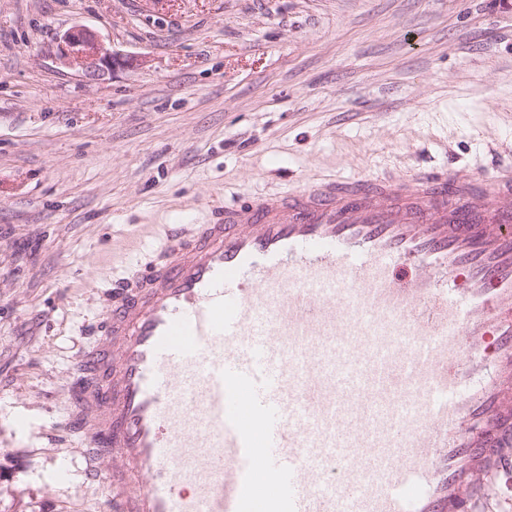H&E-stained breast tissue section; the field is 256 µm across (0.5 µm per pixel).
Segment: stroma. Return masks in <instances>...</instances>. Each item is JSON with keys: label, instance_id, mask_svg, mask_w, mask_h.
I'll return each mask as SVG.
<instances>
[{"label": "stroma", "instance_id": "1", "mask_svg": "<svg viewBox=\"0 0 512 512\" xmlns=\"http://www.w3.org/2000/svg\"><path fill=\"white\" fill-rule=\"evenodd\" d=\"M76 25L101 80L55 55ZM507 162L512 0H0V512H101L70 365L152 225ZM56 54L64 63L78 68L91 79H101L119 60L117 52L102 44L87 28H72L60 37Z\"/></svg>", "mask_w": 512, "mask_h": 512}]
</instances>
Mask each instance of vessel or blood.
I'll return each mask as SVG.
<instances>
[{
    "mask_svg": "<svg viewBox=\"0 0 512 512\" xmlns=\"http://www.w3.org/2000/svg\"><path fill=\"white\" fill-rule=\"evenodd\" d=\"M157 237L71 367L109 512L512 506V165L254 195Z\"/></svg>",
    "mask_w": 512,
    "mask_h": 512,
    "instance_id": "1",
    "label": "vessel or blood"
}]
</instances>
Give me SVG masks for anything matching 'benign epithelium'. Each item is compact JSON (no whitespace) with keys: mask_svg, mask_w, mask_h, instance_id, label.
Returning <instances> with one entry per match:
<instances>
[{"mask_svg":"<svg viewBox=\"0 0 512 512\" xmlns=\"http://www.w3.org/2000/svg\"><path fill=\"white\" fill-rule=\"evenodd\" d=\"M56 54L64 63L97 80L112 71L119 60L118 53L104 46L96 34L87 28L67 30L60 37Z\"/></svg>","mask_w":512,"mask_h":512,"instance_id":"obj_1","label":"benign epithelium"}]
</instances>
